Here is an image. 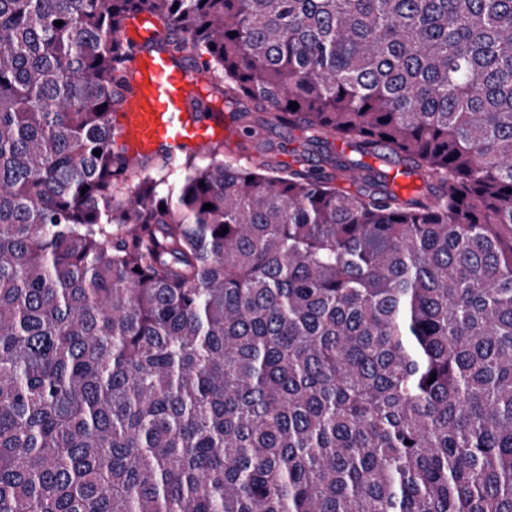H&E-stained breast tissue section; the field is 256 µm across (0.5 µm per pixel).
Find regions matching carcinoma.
Returning a JSON list of instances; mask_svg holds the SVG:
<instances>
[{
    "instance_id": "carcinoma-1",
    "label": "carcinoma",
    "mask_w": 512,
    "mask_h": 512,
    "mask_svg": "<svg viewBox=\"0 0 512 512\" xmlns=\"http://www.w3.org/2000/svg\"><path fill=\"white\" fill-rule=\"evenodd\" d=\"M135 12L425 190L131 165ZM0 512H512V0H0Z\"/></svg>"
}]
</instances>
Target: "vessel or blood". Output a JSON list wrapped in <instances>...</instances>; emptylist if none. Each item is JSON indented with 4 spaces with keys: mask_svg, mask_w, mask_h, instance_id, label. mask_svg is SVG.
<instances>
[{
    "mask_svg": "<svg viewBox=\"0 0 512 512\" xmlns=\"http://www.w3.org/2000/svg\"><path fill=\"white\" fill-rule=\"evenodd\" d=\"M157 23L146 13L130 18L121 37L135 50L131 63L133 90L118 114V140L130 159L166 153H203L224 140V115L211 99L202 72L175 65L168 53L152 48Z\"/></svg>",
    "mask_w": 512,
    "mask_h": 512,
    "instance_id": "vessel-or-blood-1",
    "label": "vessel or blood"
}]
</instances>
